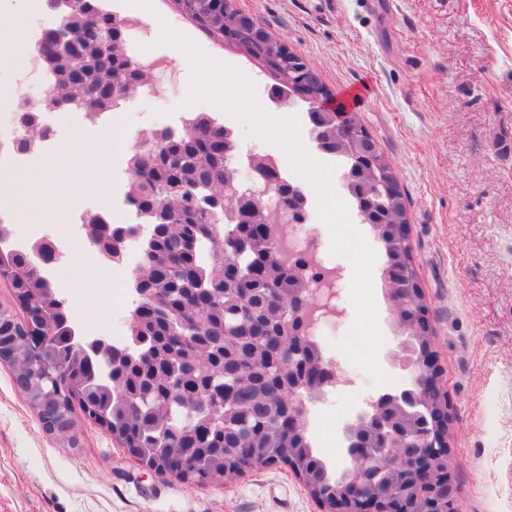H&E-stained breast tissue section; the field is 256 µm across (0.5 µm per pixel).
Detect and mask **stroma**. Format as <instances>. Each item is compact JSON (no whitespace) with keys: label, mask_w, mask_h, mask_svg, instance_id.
Returning a JSON list of instances; mask_svg holds the SVG:
<instances>
[{"label":"stroma","mask_w":512,"mask_h":512,"mask_svg":"<svg viewBox=\"0 0 512 512\" xmlns=\"http://www.w3.org/2000/svg\"><path fill=\"white\" fill-rule=\"evenodd\" d=\"M152 24L179 30L206 56L248 72L261 106L271 77L235 48L201 32L177 0H151ZM269 36L302 57L332 93L370 84L357 113L392 166L408 210L413 264L430 319L449 404L448 465L459 512H512V0H231ZM138 48L169 58L176 89L127 99L121 135L144 140L188 104L192 66L169 45ZM56 147L36 163L49 192L26 191L15 209L32 223L66 229L70 208L93 214L127 184V166L75 151L82 120L49 115ZM112 168L113 181L91 167ZM117 281L97 272L80 319L111 336ZM351 384L331 411L308 422L335 454L339 414L374 388L344 353ZM73 438L48 433L0 364V512H321L288 466L276 463L224 483L200 485L147 471L104 427L75 413Z\"/></svg>","instance_id":"35a3bbf8"}]
</instances>
